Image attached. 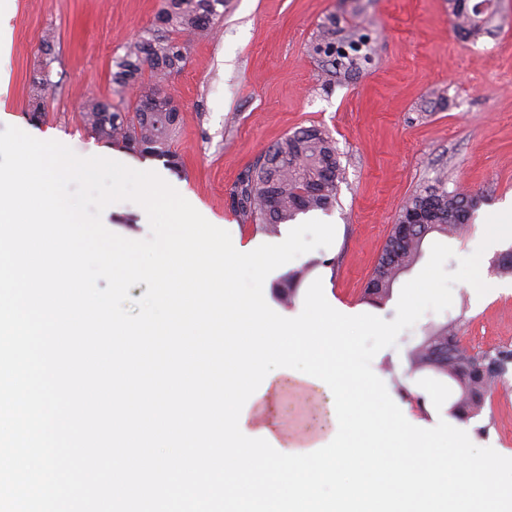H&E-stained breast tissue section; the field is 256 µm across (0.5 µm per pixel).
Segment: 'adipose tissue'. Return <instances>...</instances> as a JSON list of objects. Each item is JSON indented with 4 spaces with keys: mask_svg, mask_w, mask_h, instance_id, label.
<instances>
[{
    "mask_svg": "<svg viewBox=\"0 0 512 512\" xmlns=\"http://www.w3.org/2000/svg\"><path fill=\"white\" fill-rule=\"evenodd\" d=\"M302 390L304 394L323 393V386L309 382L289 374L280 373L270 380L269 385L261 397L253 400L244 424L248 432L268 431L281 448L292 450L296 444L288 436V430L281 416L272 414L271 409L277 405L280 396L285 391Z\"/></svg>",
    "mask_w": 512,
    "mask_h": 512,
    "instance_id": "1",
    "label": "adipose tissue"
}]
</instances>
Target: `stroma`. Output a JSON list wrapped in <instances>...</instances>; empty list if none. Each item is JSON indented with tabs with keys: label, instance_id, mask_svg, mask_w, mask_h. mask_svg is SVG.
<instances>
[{
	"label": "stroma",
	"instance_id": "35a3bbf8",
	"mask_svg": "<svg viewBox=\"0 0 512 512\" xmlns=\"http://www.w3.org/2000/svg\"><path fill=\"white\" fill-rule=\"evenodd\" d=\"M159 0H0V131L12 125L50 137L88 157L105 149L127 164L144 154L98 138L81 117L92 98L126 110L134 92L118 94L114 59L155 21ZM332 29L334 53L318 43ZM55 33L54 61L41 50ZM62 74L40 112L30 106L32 80L43 69ZM164 90L179 110L172 149L177 164L155 159L156 172L232 240L276 243L279 232L243 221L232 191L248 168L284 135L319 126L336 142L344 170L336 204L313 211L334 224L333 244L287 263L265 300L295 311L314 280L338 309L393 320L397 297L375 307L363 289L406 200L425 186L479 196L481 204L459 238H446L457 258L481 240L488 215L512 208V0H499L489 34L476 42L454 32L448 0H224V16L208 39L192 42L183 70ZM104 225L127 238H147L145 211L123 202L105 210ZM512 239L487 253L484 276L493 291L477 296L469 284L453 288L444 312L425 313L385 348L375 369L393 401L427 418L430 397L410 381L408 353L431 326L459 321L462 341L477 351L512 348V274L496 259ZM305 270L292 303L279 293L289 273ZM289 429L308 437L328 433L324 410L294 392L283 395ZM480 447L512 457V374L468 420L449 417Z\"/></svg>",
	"mask_w": 512,
	"mask_h": 512
}]
</instances>
